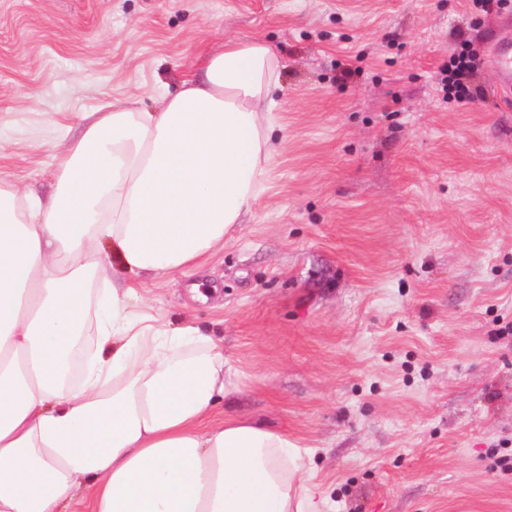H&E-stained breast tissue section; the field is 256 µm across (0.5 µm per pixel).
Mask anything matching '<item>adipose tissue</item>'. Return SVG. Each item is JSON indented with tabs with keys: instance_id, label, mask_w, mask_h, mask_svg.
<instances>
[{
	"instance_id": "obj_1",
	"label": "adipose tissue",
	"mask_w": 512,
	"mask_h": 512,
	"mask_svg": "<svg viewBox=\"0 0 512 512\" xmlns=\"http://www.w3.org/2000/svg\"><path fill=\"white\" fill-rule=\"evenodd\" d=\"M279 84L269 45L225 39L156 109L60 126L50 198L0 180V512H68L81 489L91 512H323L287 436L213 420L223 341L133 305L264 191Z\"/></svg>"
}]
</instances>
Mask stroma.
I'll use <instances>...</instances> for the list:
<instances>
[{
  "instance_id": "stroma-1",
  "label": "stroma",
  "mask_w": 512,
  "mask_h": 512,
  "mask_svg": "<svg viewBox=\"0 0 512 512\" xmlns=\"http://www.w3.org/2000/svg\"><path fill=\"white\" fill-rule=\"evenodd\" d=\"M280 63L266 189L155 313L224 340L217 414L300 446L324 512H512V6L472 0H0V178L41 195L83 113L157 106L225 39ZM473 97L444 98L458 40ZM351 77L341 79L343 69ZM214 284L191 300L192 280ZM489 62L494 70L499 90L504 98L512 94V39L501 40L490 52Z\"/></svg>"
}]
</instances>
